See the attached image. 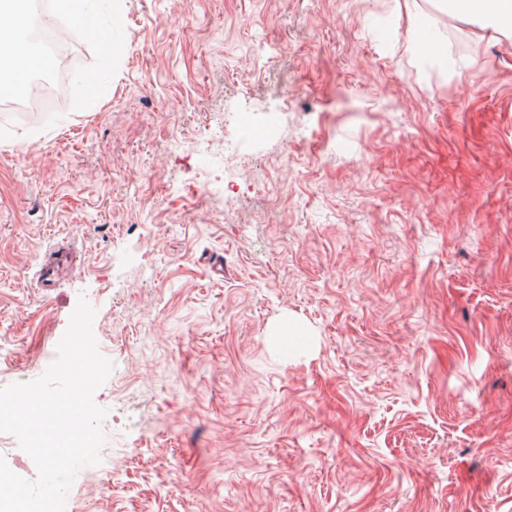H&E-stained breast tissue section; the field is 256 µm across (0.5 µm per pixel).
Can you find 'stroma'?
<instances>
[{"label":"stroma","instance_id":"1","mask_svg":"<svg viewBox=\"0 0 512 512\" xmlns=\"http://www.w3.org/2000/svg\"><path fill=\"white\" fill-rule=\"evenodd\" d=\"M74 2L60 112L0 118V388L82 296L115 364L112 494L65 512H512V44L430 0ZM65 259L62 255L51 253L39 266L36 276L41 288L55 286L54 280L64 265Z\"/></svg>","mask_w":512,"mask_h":512}]
</instances>
